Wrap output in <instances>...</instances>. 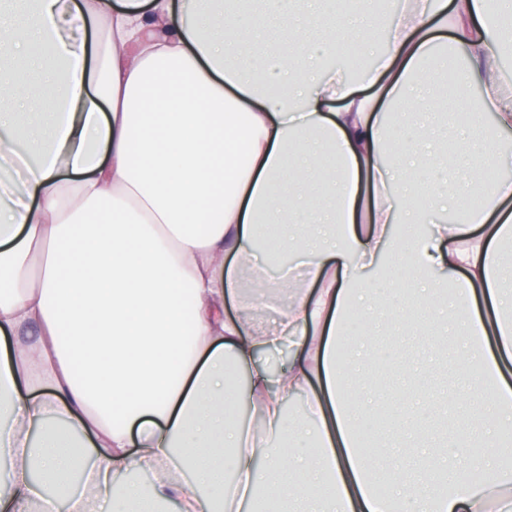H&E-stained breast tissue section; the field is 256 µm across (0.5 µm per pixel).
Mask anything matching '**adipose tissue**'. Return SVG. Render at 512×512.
Segmentation results:
<instances>
[{"mask_svg": "<svg viewBox=\"0 0 512 512\" xmlns=\"http://www.w3.org/2000/svg\"><path fill=\"white\" fill-rule=\"evenodd\" d=\"M317 0H60L0 16V512L50 494L69 512L73 476L113 512H512V179L486 113L512 135V81L494 61L512 0H399L387 23L353 0L332 28L301 23ZM287 27L295 46L225 64L242 32ZM381 45L355 74L338 40ZM461 107L440 155L425 123L392 141L398 113L433 106L425 70ZM480 86V105L469 89ZM482 194L479 211L465 198ZM298 263L267 279L269 240ZM464 341L450 396L495 419L478 450L410 423L368 429V337L349 314L400 332L416 312ZM289 348L287 369L263 356ZM308 399L289 418L287 401ZM249 406L258 425L242 421ZM159 470L114 494L117 473Z\"/></svg>", "mask_w": 512, "mask_h": 512, "instance_id": "obj_1", "label": "adipose tissue"}]
</instances>
